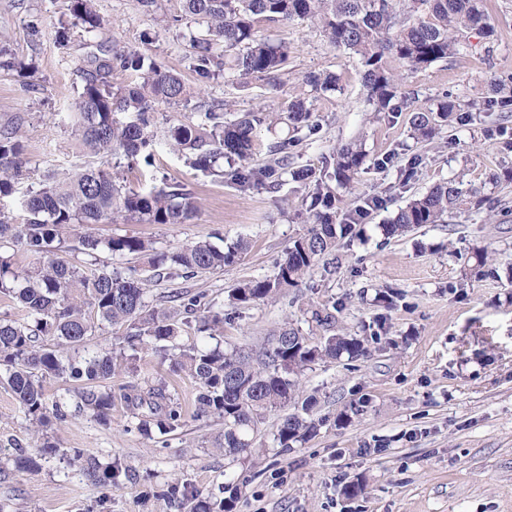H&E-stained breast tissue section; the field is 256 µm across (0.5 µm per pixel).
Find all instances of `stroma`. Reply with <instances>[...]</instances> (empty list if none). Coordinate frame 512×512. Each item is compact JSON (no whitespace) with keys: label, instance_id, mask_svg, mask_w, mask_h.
I'll return each mask as SVG.
<instances>
[{"label":"stroma","instance_id":"stroma-1","mask_svg":"<svg viewBox=\"0 0 512 512\" xmlns=\"http://www.w3.org/2000/svg\"><path fill=\"white\" fill-rule=\"evenodd\" d=\"M145 11L138 0H97L105 31L85 32L70 0H0V47L8 58L33 60L26 78L0 68V123L22 120L23 174L0 212L17 224L27 219L23 195L37 187L46 169L65 173L106 164L119 167L124 187L146 191L157 178L182 185L198 202L183 224H88L99 237L137 235L156 249L173 250L197 241L214 245L245 239L239 261L192 279L155 278L142 255L100 253L102 265L134 267L147 277L148 297L172 306L176 297L206 295L224 307V340L257 345L286 322L311 340L322 331L309 308L337 307V327L351 333L386 322L387 337L369 344L366 357L315 364L301 379L303 394L315 395V435L295 448L276 447L280 419L272 414L257 437L252 459L229 458L213 442L224 423L196 414V385L171 372L150 349H139L133 374L113 378L165 382L179 404L182 425L158 441L133 430L124 405L115 404L104 426L80 409L69 382L44 383L48 400L65 398L62 419L46 433L57 447L39 470L18 469V449L33 450L40 439L4 378L0 377V512H188L168 489L188 483L205 497L241 494L232 512H512V211L470 210L427 224L403 237L384 226L412 196L436 184L463 180L482 195L512 203V182L492 174L512 169V114L490 111L465 126L445 128L430 143L413 139L412 110L443 92L461 103L484 100L491 75H512V0H487L496 36L474 39L472 49L416 72L393 64L410 107L395 115L369 112L357 56L336 49L306 20L259 23L261 34L288 48L276 80L240 81L232 70L202 77L190 38L199 27L184 17L181 0H157ZM68 35L59 48V31ZM139 51L179 74L191 93L229 104L232 113L258 108L281 111L294 96H309L303 79L331 72L341 89L310 98L319 119L317 134L304 137L294 165L321 167L337 145L354 141L366 163L352 196L377 195L381 205L340 240L331 271L316 267L299 287L265 302L238 306L229 293L240 282L273 276L277 261L310 226L306 192L288 181L240 191L188 167L166 142H158L153 166L129 167L124 157L86 153L73 133L74 103L94 57ZM487 259L482 278L469 276L476 251ZM393 290L395 306L378 303ZM358 407L350 423L338 417ZM82 460H73L74 450ZM120 462L123 474L103 487L85 473L87 458ZM352 482L363 491L344 495Z\"/></svg>","mask_w":512,"mask_h":512}]
</instances>
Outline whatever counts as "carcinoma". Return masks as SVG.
Returning <instances> with one entry per match:
<instances>
[{
	"label": "carcinoma",
	"mask_w": 512,
	"mask_h": 512,
	"mask_svg": "<svg viewBox=\"0 0 512 512\" xmlns=\"http://www.w3.org/2000/svg\"><path fill=\"white\" fill-rule=\"evenodd\" d=\"M185 16L206 24V35L194 38L197 67L202 74L215 64L212 48H224V64L243 79L271 78L288 60V46L257 34L256 24L310 19L322 28L338 49L359 57L368 102L376 112L398 111L392 104L398 85L389 62L397 60L410 71L423 70L446 61L470 46L477 34L485 40L495 36L486 0H183ZM71 12L88 33L100 31L103 20L96 0H71ZM133 70L139 81L110 82L115 70ZM306 83L314 94L340 90L334 74H311ZM493 97L487 104L499 112H512V80L489 81ZM190 93L183 79L138 51L92 61L85 84L75 102V133L87 151L94 155H122L143 159L152 165V147L158 137L155 120L160 104L188 102ZM200 120L178 123L163 130L168 145L180 152L188 166L215 176L241 190L255 183L271 188L282 176L308 189L312 227L297 237L277 262L273 276L240 283L230 298L237 305H251L273 298L302 283L319 262L333 254L338 238L353 233V226L378 205L374 197L340 206L336 189H349L365 162L360 145L349 142L338 146L325 159V168L290 166L292 136L270 147L276 155L273 165L254 166V132L263 124L274 130L285 124L292 131L316 129L313 110L306 98L288 104L287 115H269L260 110L242 112L224 120L225 104L196 102ZM475 120L471 109L450 93L411 116L414 139H434L450 123L461 126ZM23 151L19 122L0 124V195L13 191V180L21 175ZM233 164L224 167V159ZM481 208L486 199L474 188H463L451 179L433 186L400 208L386 234L400 236L424 224H441L449 213L465 201ZM26 222L15 224L0 215V246L22 245L38 255V261L17 270L12 257L0 252V294L16 299L33 318L35 328L0 319V366H6V382L24 413L33 423L45 427L49 420L44 391L46 379L54 377L73 383L81 406L102 425L112 421L115 399L123 401L138 433L150 437L175 431L181 410L165 384L142 386L123 384L112 392V378L128 358L124 353L96 352L64 357L57 351L37 345L36 335L55 336L74 352L85 349L87 338L105 324L126 327L125 342L131 349L145 346L173 371L189 376L197 386L196 416L224 420V432L214 440L224 455L253 456L256 436L269 416L290 408L279 420L274 439L283 448L304 442L317 431L311 418L315 396L300 398V380L313 365L343 356L357 359L368 353V338L334 333L317 342L286 323L260 346L210 348L182 346L177 338L184 329L214 338L224 329V308L193 295L183 303L184 317L178 319L146 301L144 280L137 271L113 268L95 269L97 252L118 255H147L155 270H165L170 278H193L221 269L238 260L248 250L239 239L221 249L209 241H198L173 251H158L152 243L134 235L107 238L81 237L84 259L69 261L59 256L65 234L79 224L116 223V218L144 224H183L197 210L194 197L179 187H154L147 192L126 190L118 174L110 168L89 166L61 178L48 170L38 188L23 200ZM56 452V445L43 438L36 454L23 453L16 459L20 469L36 471L43 457ZM114 462L101 466L87 463L88 478L110 486L121 474ZM192 504L191 512H228L230 501L216 504L189 486L174 487L170 495Z\"/></svg>",
	"instance_id": "1"
}]
</instances>
